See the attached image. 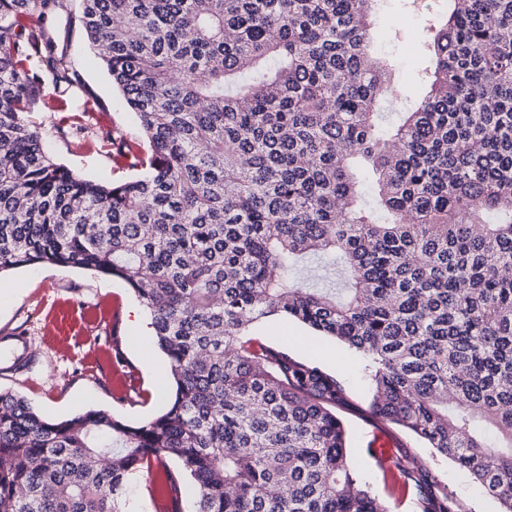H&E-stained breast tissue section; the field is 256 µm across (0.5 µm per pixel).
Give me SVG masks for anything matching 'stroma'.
Instances as JSON below:
<instances>
[{"label":"stroma","mask_w":512,"mask_h":512,"mask_svg":"<svg viewBox=\"0 0 512 512\" xmlns=\"http://www.w3.org/2000/svg\"><path fill=\"white\" fill-rule=\"evenodd\" d=\"M425 2L426 9L414 15L407 0H382L374 15L377 38L394 40L392 50L380 56L392 70L384 105L391 121L412 106L410 92L420 70L429 64L425 58L408 59L409 44L421 38L430 14L448 10L447 0ZM62 36L80 64L82 82L62 95L50 77H43V100L31 119L59 163L95 180H121L128 171L108 155L106 139L120 137L138 146L137 124L100 59L88 50L80 25H72ZM91 96L99 105L89 112L84 103ZM138 305L123 281L85 270L43 264L0 275V332H22L31 357L27 370L0 376V389L24 396L44 417L57 421L105 409L137 425L165 412L174 395L169 363L151 330L128 318V311ZM249 334L318 364L345 385L349 397L336 413L348 431V464L371 494L390 503L392 512L420 508L415 496L393 495L373 458L374 439L380 433L392 441L389 455L421 462L425 496H449L455 512H497L468 473L411 433L371 415L372 389L361 352L282 315L255 322ZM160 477L155 468L129 484L127 512H191L190 480L182 479L178 499L167 504L155 491Z\"/></svg>","instance_id":"1"}]
</instances>
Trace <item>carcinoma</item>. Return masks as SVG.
Masks as SVG:
<instances>
[{"mask_svg":"<svg viewBox=\"0 0 512 512\" xmlns=\"http://www.w3.org/2000/svg\"><path fill=\"white\" fill-rule=\"evenodd\" d=\"M72 0H0V275L122 279L176 390L139 425L0 391V512H126L175 459L193 512H391L347 462L335 376L256 342L285 315L363 353L371 410L512 512V0H448L427 93L383 133L380 0H78L144 149L81 177L44 149L33 66L79 81ZM309 259L341 288L290 281ZM421 493L412 467L391 461Z\"/></svg>","mask_w":512,"mask_h":512,"instance_id":"1","label":"carcinoma"}]
</instances>
